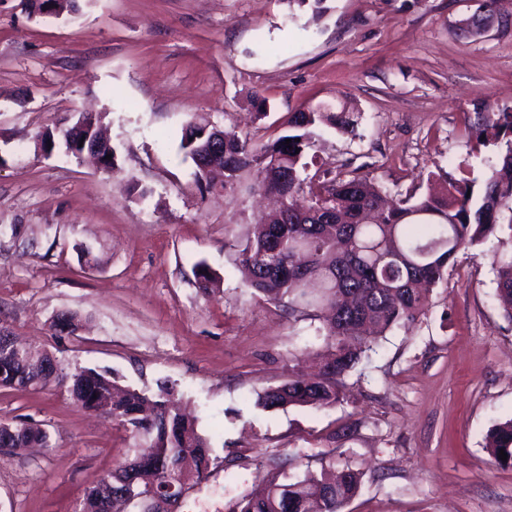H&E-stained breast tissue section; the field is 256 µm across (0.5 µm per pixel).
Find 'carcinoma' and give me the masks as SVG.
I'll use <instances>...</instances> for the list:
<instances>
[{"mask_svg":"<svg viewBox=\"0 0 512 512\" xmlns=\"http://www.w3.org/2000/svg\"><path fill=\"white\" fill-rule=\"evenodd\" d=\"M495 0H480L476 11L465 18L461 35L476 36L493 17ZM359 114L340 110H309L289 114L292 133L271 143L252 145L235 131L224 130V158H215L207 172L195 171L197 182L220 184L231 189L246 172L261 188L279 186L292 197L307 193L309 205L288 216V223L260 219L248 225L245 244L235 253V264L247 276V287L292 306L327 308L335 312L324 325L327 355L323 372L315 379L292 375L288 381L257 394L264 409L289 406L324 409L342 400V375L358 364L375 337L411 322L428 306L430 289L444 279L457 254L497 233L512 242V140L506 141L493 164L488 166L480 191L475 180L445 175L441 190L415 197L401 195L381 206L385 193L369 179L325 171L313 183L306 161L310 148L309 129L327 125L341 134L354 135ZM73 126L40 136L42 149L56 146L61 138L68 153L77 156L79 142L72 138ZM512 133V112H500L486 120L482 142L496 145ZM211 129L188 123L180 148L190 159L205 144L202 135ZM291 143H286V140ZM496 270V295L503 317L512 322V246L501 247L491 256ZM64 387L73 402L95 413L98 402L111 401L112 420L136 440L163 456L161 467L140 462L138 451L120 461L96 487L112 491V512H145L149 494L185 474L187 467L203 478L210 468V441L199 434L195 423L159 389L151 400L135 389L124 387L108 373L93 369L72 373L55 371L51 379L17 390ZM21 438L18 448L47 446L46 434L38 427L15 424ZM490 457L501 462L500 452L512 460V418L497 424L487 435ZM363 475L348 470V479L334 489L323 480L272 477L266 484L235 501L228 512H342L359 489Z\"/></svg>","mask_w":512,"mask_h":512,"instance_id":"cac0c4a2","label":"carcinoma"}]
</instances>
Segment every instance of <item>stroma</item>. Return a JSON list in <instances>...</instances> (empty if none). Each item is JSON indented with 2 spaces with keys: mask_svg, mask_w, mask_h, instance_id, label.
<instances>
[{
  "mask_svg": "<svg viewBox=\"0 0 512 512\" xmlns=\"http://www.w3.org/2000/svg\"><path fill=\"white\" fill-rule=\"evenodd\" d=\"M79 0L31 17L0 0V325L155 397L168 384L209 437L206 479L179 512H226L271 473L363 472L344 512H512V465L487 432L512 417V323L496 299L497 237L458 253L424 314L380 338L326 409L265 410L258 393L318 368L315 309L246 288L233 262L268 201L200 188L180 149L187 120L254 144L288 134L289 113H359L356 134H312L316 165L390 192L434 168L482 178L497 146L482 117L512 112V24L462 37L478 0ZM119 97L104 96L105 88ZM81 110L105 112L118 168L106 174L38 135ZM97 257L81 264L78 245ZM205 263L218 276L201 290ZM81 327L56 330L58 314ZM32 421L49 445L0 451V512H76L133 446L67 391L0 388V422Z\"/></svg>",
  "mask_w": 512,
  "mask_h": 512,
  "instance_id": "35a3bbf8",
  "label": "stroma"
}]
</instances>
